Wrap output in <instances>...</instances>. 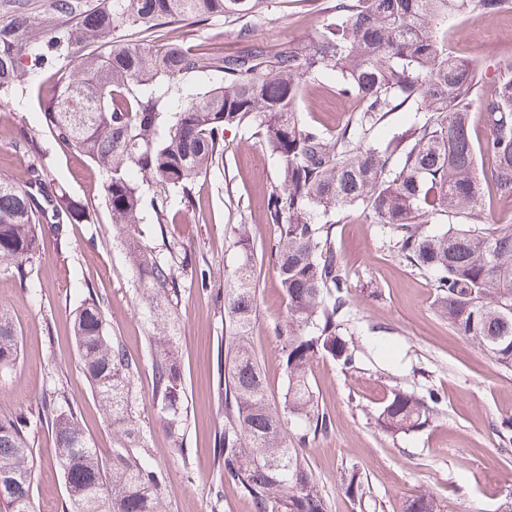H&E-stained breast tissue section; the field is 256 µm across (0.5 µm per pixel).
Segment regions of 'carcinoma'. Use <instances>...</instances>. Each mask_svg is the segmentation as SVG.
Returning <instances> with one entry per match:
<instances>
[{"mask_svg":"<svg viewBox=\"0 0 512 512\" xmlns=\"http://www.w3.org/2000/svg\"><path fill=\"white\" fill-rule=\"evenodd\" d=\"M266 0H51L57 23L18 7L0 21V96L33 86L50 72L54 94H37L56 142L103 176L102 203L140 290L138 311L153 355L160 421L177 448L188 427L185 387L175 356L173 299L178 268L144 242L146 206L165 223L172 194L189 197L195 182L223 159L224 131L247 128L279 165L267 193V216L278 229L274 269L288 309L280 404L270 402L266 376L250 338L258 291L246 225L242 258L224 274L225 348L218 373L224 394L219 455L224 478L258 512H329L330 500L305 457L331 420L319 411L310 366L329 356L354 368L355 349L340 333L349 288L331 226L320 218L360 212L392 231L398 253L434 278L437 312L495 363L512 368V224H488V192L512 199V77L487 82L448 49V20L473 11L496 14L505 0H332V21L309 44L273 50L247 44L233 51L194 50L170 35L177 22L261 13ZM125 27L130 43L115 36ZM331 71L339 94L356 102L345 124L329 131L305 122L296 108L304 82ZM489 132L471 137L473 108ZM418 115L385 144L370 138L391 112ZM443 217L448 227L430 232ZM97 221L93 205L51 184L32 163L21 179L0 178V264L22 282L40 253L44 225L63 238L69 224ZM73 335L91 391L122 443L103 459L84 433L65 392L41 402L37 418L0 412V512H35L36 464L30 429L55 435L67 512H167L165 477L141 454L147 441L135 415L139 362L109 330L104 302L88 293ZM18 332L0 309V372L14 366ZM439 394L394 389L378 420L390 432L418 429ZM300 430L288 434V420ZM341 487L364 512L372 500L357 469ZM402 512H442L420 490Z\"/></svg>","mask_w":512,"mask_h":512,"instance_id":"1","label":"carcinoma"}]
</instances>
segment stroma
<instances>
[{
	"instance_id": "stroma-1",
	"label": "stroma",
	"mask_w": 512,
	"mask_h": 512,
	"mask_svg": "<svg viewBox=\"0 0 512 512\" xmlns=\"http://www.w3.org/2000/svg\"><path fill=\"white\" fill-rule=\"evenodd\" d=\"M325 2L268 0L260 16L233 23L213 18L189 27L187 36L201 48H238L247 38L276 48L305 44L327 20ZM452 42L455 55L495 76L512 64V19L503 12L478 15L476 23L456 27ZM336 82L332 72L306 80L297 103L305 121L328 130L343 124L350 107L337 95ZM19 131L39 148L50 180L81 200L100 201L98 169L60 149L44 128L31 91L0 98L1 177H19L29 163L15 149ZM224 139L222 164L198 182L191 200L172 197L163 225L145 210L140 225L145 241L182 269L176 308L189 419L185 456L173 453L157 417L136 282L107 212L95 223L71 225L64 243L46 238L27 283L0 265V309L10 312L19 340L15 366L0 375V410L36 414L45 395L65 387L87 436L103 457H111L118 439L81 372L73 337L77 308L88 292H96L105 302L112 335L141 360L137 415L148 450L166 476L170 512H256L234 484H220L216 444L224 424L216 387L217 344L226 333L221 287L239 258L242 221L250 227L259 279L252 345L271 395L281 397L286 385L277 332L288 320L287 307L271 254L276 228L266 214L267 192L279 180L278 163L248 130H226ZM332 221L351 289L343 332L357 349L356 366L347 370L328 357L313 362L310 378L333 428L305 449L332 512H353L340 487V474L350 466L367 477L376 512H401L404 501L422 489L444 512H496L512 493V450H503L499 436L502 420L512 417V369L491 362L439 318L432 278L397 255L388 230L352 211L337 212ZM204 273L210 285H201ZM394 388L418 395L439 392L441 401L427 425L394 434L382 427L378 410ZM32 442L35 510L63 512L67 494L55 462V437L40 426ZM217 484L224 491L220 500L213 494Z\"/></svg>"
}]
</instances>
